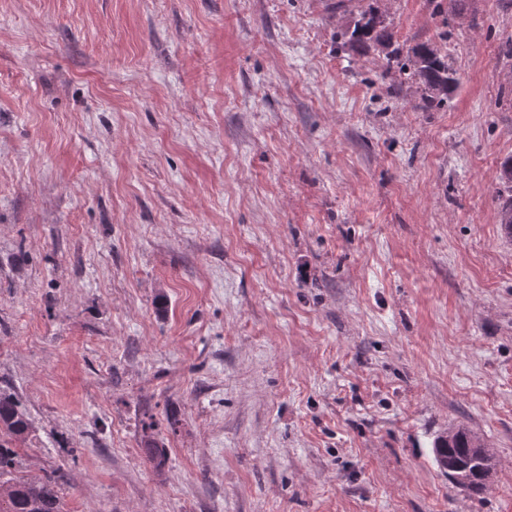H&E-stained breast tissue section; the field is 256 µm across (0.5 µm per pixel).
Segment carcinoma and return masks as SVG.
<instances>
[{
  "instance_id": "carcinoma-1",
  "label": "carcinoma",
  "mask_w": 512,
  "mask_h": 512,
  "mask_svg": "<svg viewBox=\"0 0 512 512\" xmlns=\"http://www.w3.org/2000/svg\"><path fill=\"white\" fill-rule=\"evenodd\" d=\"M380 0H361L353 25L340 38L342 45L360 51L373 50L386 60L385 76L400 78L421 93L428 110L448 104L457 85V79L448 65V55L436 43L427 40L402 51L395 45L393 33L385 24L378 7ZM500 184L507 192L501 203L499 223L506 238L512 240V157L504 160L500 169ZM31 432V423L17 398L0 394V512H63L58 492V480L53 475L39 479L15 476L19 468V454L13 446L24 441ZM484 442L468 427L457 425L434 437L433 461L444 472L453 460L468 473V481L458 488L479 494L488 489L484 474L486 465L476 457L475 449Z\"/></svg>"
}]
</instances>
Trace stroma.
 Segmentation results:
<instances>
[{
	"label": "stroma",
	"instance_id": "35a3bbf8",
	"mask_svg": "<svg viewBox=\"0 0 512 512\" xmlns=\"http://www.w3.org/2000/svg\"><path fill=\"white\" fill-rule=\"evenodd\" d=\"M356 6L0 0V390L65 512H512V0H381L431 112ZM360 2L353 26L340 35L342 45L383 54L386 60L385 77H399L400 84H411L419 90L427 110L448 104L457 85V79L448 65V54L430 40L409 46L403 54L399 46L395 47L393 33L385 24L378 7L380 0ZM500 184L507 192V198L500 205L499 223L504 236L512 240V157L501 164ZM483 447V448H482ZM476 436L468 427L457 425L449 428L448 432H443L434 437L432 442L433 461L437 468L447 474L448 460H454L456 463L464 467L468 473V481L461 473H451L450 477L453 481L461 484H455L459 489L475 494H479L488 489V480H493L494 469L489 466L486 476L484 469L488 466L481 459L476 457L474 448H479L482 454L488 457L490 461L491 448ZM492 451V450H491ZM487 477V479H486Z\"/></svg>",
	"mask_w": 512,
	"mask_h": 512
}]
</instances>
